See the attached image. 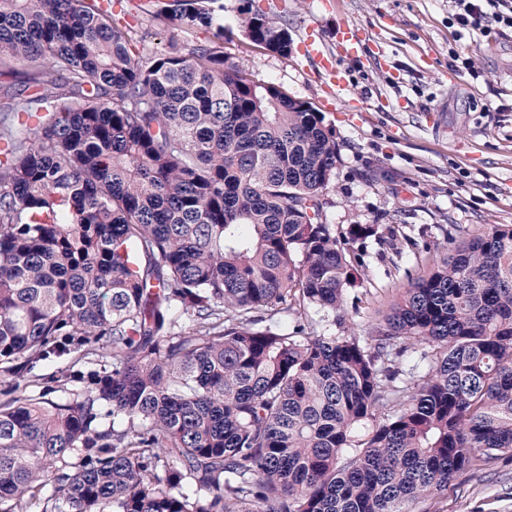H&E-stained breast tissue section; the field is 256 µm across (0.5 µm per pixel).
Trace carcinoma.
<instances>
[{
    "label": "carcinoma",
    "mask_w": 512,
    "mask_h": 512,
    "mask_svg": "<svg viewBox=\"0 0 512 512\" xmlns=\"http://www.w3.org/2000/svg\"><path fill=\"white\" fill-rule=\"evenodd\" d=\"M151 2L210 39L137 58L112 0H0L3 512H415L512 461V225L325 334L371 233L323 220L333 132L229 62L223 0ZM239 26L293 49L255 0Z\"/></svg>",
    "instance_id": "1"
}]
</instances>
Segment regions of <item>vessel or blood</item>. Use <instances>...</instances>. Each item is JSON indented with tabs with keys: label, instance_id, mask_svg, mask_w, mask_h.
Here are the masks:
<instances>
[{
	"label": "vessel or blood",
	"instance_id": "1",
	"mask_svg": "<svg viewBox=\"0 0 512 512\" xmlns=\"http://www.w3.org/2000/svg\"><path fill=\"white\" fill-rule=\"evenodd\" d=\"M363 35L351 24H343L336 35L335 50H326L314 29H307L303 44L305 55L318 62L326 71L330 80V90L340 103H348L351 99L350 82L344 70L334 62L335 56H353L361 48Z\"/></svg>",
	"mask_w": 512,
	"mask_h": 512
}]
</instances>
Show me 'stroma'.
Returning <instances> with one entry per match:
<instances>
[{"instance_id": "obj_1", "label": "stroma", "mask_w": 512, "mask_h": 512, "mask_svg": "<svg viewBox=\"0 0 512 512\" xmlns=\"http://www.w3.org/2000/svg\"><path fill=\"white\" fill-rule=\"evenodd\" d=\"M256 0L286 17L291 54L250 48L239 31L240 0H224V52L253 79L271 81L310 103L331 127L340 152L324 193L326 223L345 230L369 224L373 236L349 242L364 266L330 332H368L408 280L441 257L444 232L459 239L493 224L512 225V28L459 36L450 0ZM147 0H113L117 18L137 34L143 54L187 51L207 41L204 30L170 45L153 23ZM316 23L327 47L346 23L366 36L358 55L342 56L354 111H337L320 64L303 53L305 28ZM468 48L479 77L455 68L451 53ZM433 512H512V463L489 460L454 476Z\"/></svg>"}]
</instances>
